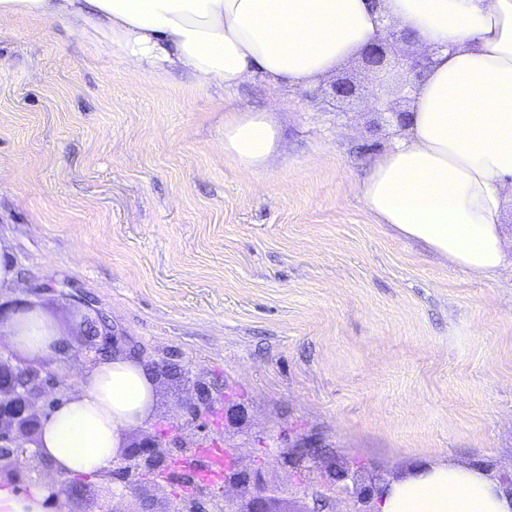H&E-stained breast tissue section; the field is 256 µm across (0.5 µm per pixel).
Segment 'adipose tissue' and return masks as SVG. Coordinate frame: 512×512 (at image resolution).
<instances>
[{
    "label": "adipose tissue",
    "instance_id": "adipose-tissue-1",
    "mask_svg": "<svg viewBox=\"0 0 512 512\" xmlns=\"http://www.w3.org/2000/svg\"><path fill=\"white\" fill-rule=\"evenodd\" d=\"M14 18L61 23L135 74L159 77L172 63L192 84L229 89L255 74L315 84L392 25L431 63L410 89L407 136L375 161L359 194L376 223L470 275L512 266L501 235L512 182V0H0V22ZM277 140L264 111H225L224 156L243 170L267 171ZM0 333L29 354L65 343L35 309L10 315ZM154 404L144 361L114 351L44 416L35 446L57 474L102 473ZM379 510L512 512V496L481 471L435 460L386 487Z\"/></svg>",
    "mask_w": 512,
    "mask_h": 512
}]
</instances>
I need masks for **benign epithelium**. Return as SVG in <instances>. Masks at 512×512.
<instances>
[{
    "label": "benign epithelium",
    "instance_id": "obj_1",
    "mask_svg": "<svg viewBox=\"0 0 512 512\" xmlns=\"http://www.w3.org/2000/svg\"><path fill=\"white\" fill-rule=\"evenodd\" d=\"M397 41L391 28H386L383 36L371 42L361 53V62L369 72H381L390 64L392 44ZM430 63V57L424 54L407 55L403 59L406 80L418 78ZM356 83L345 77L338 78L332 84V91L339 100H348L357 94ZM24 370L30 382L20 384L13 375ZM54 385L53 378L44 374L41 368L33 365H22L15 361L12 349L0 336V463L7 461L13 467L6 469L0 466V475L5 473L13 480L20 473H25L31 482L44 480V470L50 468L49 463L36 454H28V448L21 442L24 437L36 432L41 421L38 403L46 389ZM203 385L193 382L191 396L182 405L186 411L196 414L201 410L204 398ZM169 442L154 435H146L137 442L120 449L118 460L123 469L128 471H144L153 483L168 478L164 474L167 462L165 447ZM243 490L250 495L249 507L245 512H270V490L263 483L261 470L251 468L244 470L237 462H230L224 469V487L211 492L212 497L224 496V512H236L233 499L227 489Z\"/></svg>",
    "mask_w": 512,
    "mask_h": 512
}]
</instances>
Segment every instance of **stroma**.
Segmentation results:
<instances>
[{
	"mask_svg": "<svg viewBox=\"0 0 512 512\" xmlns=\"http://www.w3.org/2000/svg\"><path fill=\"white\" fill-rule=\"evenodd\" d=\"M345 76L406 105L401 68L356 58L311 87L226 91L132 75L50 21L0 25V243L17 275L0 306L34 304L65 339L31 359L56 381L43 411L87 372L102 319L114 347L184 370L156 375L155 418L129 440L220 438L261 466L272 512H361L327 490L342 467L360 490L439 457L512 485V270L465 275L374 223L357 186L406 130L336 101ZM227 105L279 132L261 175L220 148ZM195 379L241 418L181 409ZM305 439L311 472L288 464ZM71 483L62 512H110L124 486Z\"/></svg>",
	"mask_w": 512,
	"mask_h": 512,
	"instance_id": "obj_1",
	"label": "stroma"
}]
</instances>
